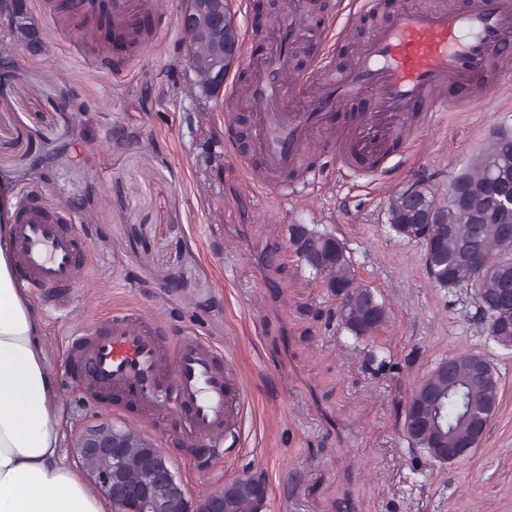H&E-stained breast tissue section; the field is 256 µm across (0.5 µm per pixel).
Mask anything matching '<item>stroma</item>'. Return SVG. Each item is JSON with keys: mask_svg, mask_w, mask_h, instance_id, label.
Wrapping results in <instances>:
<instances>
[{"mask_svg": "<svg viewBox=\"0 0 512 512\" xmlns=\"http://www.w3.org/2000/svg\"><path fill=\"white\" fill-rule=\"evenodd\" d=\"M158 2L166 25L137 51L99 47L49 0H27L43 44L32 54L0 15V174L13 198L67 207L90 249L88 279L67 304L30 295L68 461L87 428L107 424L158 448L192 501L259 475L263 512H339L349 493L357 512H512V349L488 336L470 292L436 286L420 245L387 223L392 195L421 181L447 199L490 131L512 128V65L474 107L433 120L414 112L418 137L398 147L386 189L317 152L311 190L282 202L242 182L241 168L259 164L247 121L225 127V99L198 93L177 24L184 0ZM284 2L233 0L239 30H268ZM228 139L236 155L225 154ZM294 224L342 240L358 282L385 300L389 320L372 344L389 351L386 368L339 327L335 295L289 243ZM126 307L155 315L170 340L191 334L224 349L244 396L214 448L187 454L165 424L134 421L128 404L80 385L62 337ZM461 351L489 359L499 405L480 445L441 464L411 447L404 407L438 361Z\"/></svg>", "mask_w": 512, "mask_h": 512, "instance_id": "stroma-1", "label": "stroma"}]
</instances>
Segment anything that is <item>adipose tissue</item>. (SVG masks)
<instances>
[{
    "instance_id": "1",
    "label": "adipose tissue",
    "mask_w": 512,
    "mask_h": 512,
    "mask_svg": "<svg viewBox=\"0 0 512 512\" xmlns=\"http://www.w3.org/2000/svg\"><path fill=\"white\" fill-rule=\"evenodd\" d=\"M12 190L0 176V512H113L61 452L60 404L37 308L15 280Z\"/></svg>"
}]
</instances>
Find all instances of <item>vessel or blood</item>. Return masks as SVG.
Here are the masks:
<instances>
[{"label": "vessel or blood", "instance_id": "b4317fda", "mask_svg": "<svg viewBox=\"0 0 512 512\" xmlns=\"http://www.w3.org/2000/svg\"><path fill=\"white\" fill-rule=\"evenodd\" d=\"M336 9L368 17L379 2L338 0ZM111 10L115 25L129 31L148 13L149 0H111ZM309 13L308 0H289L275 21L274 46L252 66L249 81L231 80L227 91L250 117V147L260 161L244 176L281 200L300 195L282 177L316 149L334 110L370 101L369 111L350 114L346 145L330 156L356 174L381 172L396 146L411 143L415 107L433 115L456 108L457 99L446 94L450 88L473 99L490 95L492 77L512 61V0H473L467 8L453 0L433 8L413 0L391 20L372 25L343 68L323 46L301 75L294 71L293 46L305 36ZM12 237L20 288L61 293L87 277L89 248L61 210L21 204ZM66 343L86 382L112 389L143 420L170 423L185 448L215 444L238 420L242 393L223 350L195 336L169 343L157 320L141 310L116 313L100 330L75 325Z\"/></svg>", "mask_w": 512, "mask_h": 512}]
</instances>
